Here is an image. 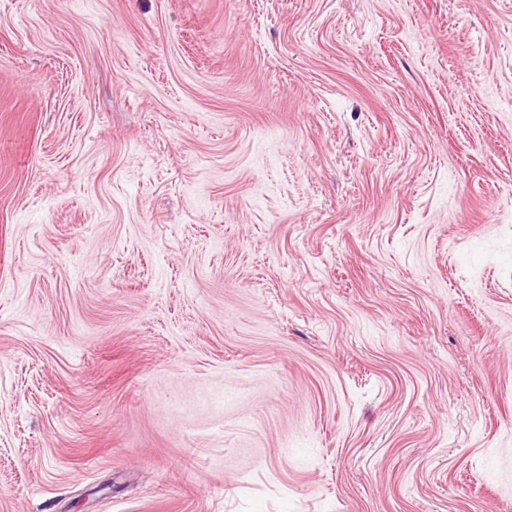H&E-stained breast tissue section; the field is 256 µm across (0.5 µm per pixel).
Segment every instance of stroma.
<instances>
[{"instance_id": "35a3bbf8", "label": "stroma", "mask_w": 512, "mask_h": 512, "mask_svg": "<svg viewBox=\"0 0 512 512\" xmlns=\"http://www.w3.org/2000/svg\"><path fill=\"white\" fill-rule=\"evenodd\" d=\"M0 512H512V0H0Z\"/></svg>"}]
</instances>
